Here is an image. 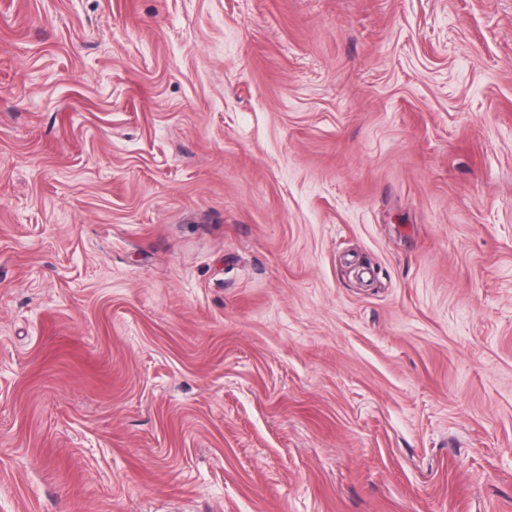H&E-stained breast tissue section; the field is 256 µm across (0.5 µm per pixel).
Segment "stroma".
Returning a JSON list of instances; mask_svg holds the SVG:
<instances>
[{"label": "stroma", "instance_id": "35a3bbf8", "mask_svg": "<svg viewBox=\"0 0 512 512\" xmlns=\"http://www.w3.org/2000/svg\"><path fill=\"white\" fill-rule=\"evenodd\" d=\"M0 512H512V0H0Z\"/></svg>", "mask_w": 512, "mask_h": 512}]
</instances>
